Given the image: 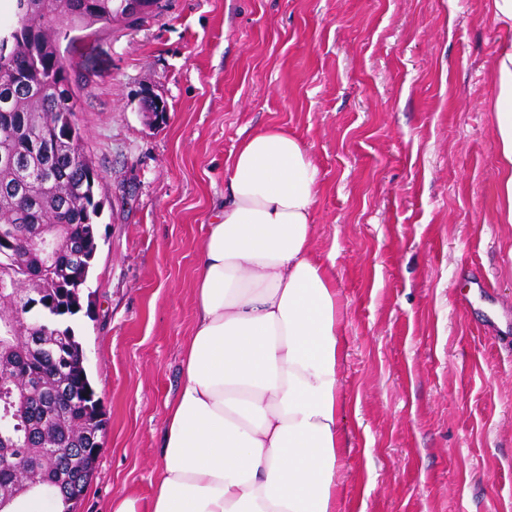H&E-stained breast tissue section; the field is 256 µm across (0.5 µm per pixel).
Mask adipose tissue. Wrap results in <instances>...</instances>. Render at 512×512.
Wrapping results in <instances>:
<instances>
[{"instance_id":"obj_1","label":"adipose tissue","mask_w":512,"mask_h":512,"mask_svg":"<svg viewBox=\"0 0 512 512\" xmlns=\"http://www.w3.org/2000/svg\"><path fill=\"white\" fill-rule=\"evenodd\" d=\"M487 13L500 33L490 112L512 224V0H487ZM224 172L153 489L116 495L112 512H336L345 340L335 264L312 247L319 170L297 135L267 128Z\"/></svg>"}]
</instances>
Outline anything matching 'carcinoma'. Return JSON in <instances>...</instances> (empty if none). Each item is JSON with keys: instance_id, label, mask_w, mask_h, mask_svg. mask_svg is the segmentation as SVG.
<instances>
[{"instance_id": "cac0c4a2", "label": "carcinoma", "mask_w": 512, "mask_h": 512, "mask_svg": "<svg viewBox=\"0 0 512 512\" xmlns=\"http://www.w3.org/2000/svg\"><path fill=\"white\" fill-rule=\"evenodd\" d=\"M13 10L11 49L0 56V299L41 264L38 230L55 225L59 241L41 306L0 324V379L27 378L37 398L0 419V441L30 448L38 476L72 512L103 449L106 412L84 366L69 318L82 308L97 244L92 229L100 181L74 120L78 86L59 41L80 25L106 28L129 0H26Z\"/></svg>"}]
</instances>
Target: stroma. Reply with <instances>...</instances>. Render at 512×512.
Listing matches in <instances>:
<instances>
[{
	"label": "stroma",
	"instance_id": "stroma-1",
	"mask_svg": "<svg viewBox=\"0 0 512 512\" xmlns=\"http://www.w3.org/2000/svg\"><path fill=\"white\" fill-rule=\"evenodd\" d=\"M486 0H159L60 41L101 174L74 316L106 409L73 512L149 496L224 161L278 127L319 169L345 337L338 512H512V224Z\"/></svg>",
	"mask_w": 512,
	"mask_h": 512
}]
</instances>
